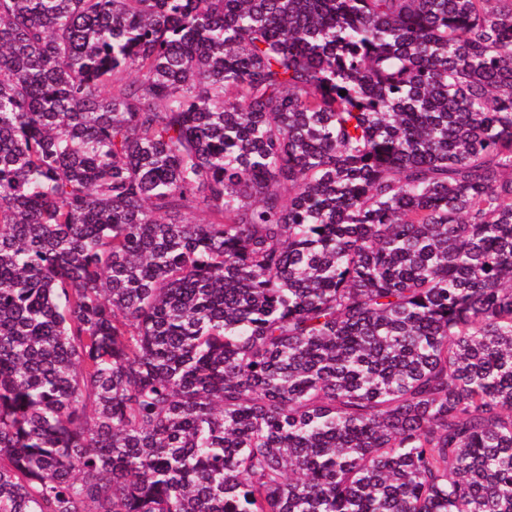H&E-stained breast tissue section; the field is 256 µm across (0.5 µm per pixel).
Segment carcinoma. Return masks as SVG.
Masks as SVG:
<instances>
[{
	"label": "carcinoma",
	"mask_w": 512,
	"mask_h": 512,
	"mask_svg": "<svg viewBox=\"0 0 512 512\" xmlns=\"http://www.w3.org/2000/svg\"><path fill=\"white\" fill-rule=\"evenodd\" d=\"M0 512H512V0H0Z\"/></svg>",
	"instance_id": "cac0c4a2"
}]
</instances>
